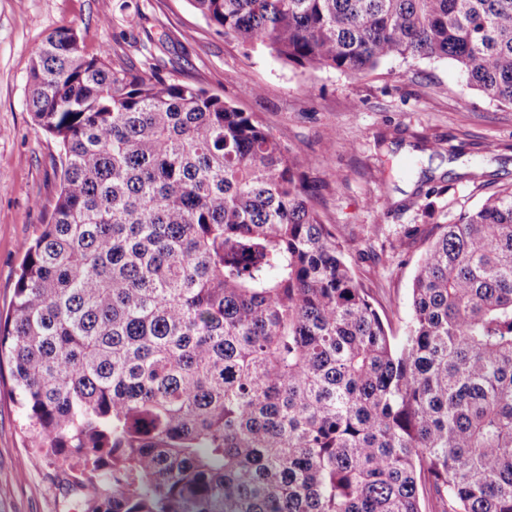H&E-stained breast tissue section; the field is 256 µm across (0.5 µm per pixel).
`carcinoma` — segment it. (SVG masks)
Here are the masks:
<instances>
[{"label": "carcinoma", "mask_w": 512, "mask_h": 512, "mask_svg": "<svg viewBox=\"0 0 512 512\" xmlns=\"http://www.w3.org/2000/svg\"><path fill=\"white\" fill-rule=\"evenodd\" d=\"M224 38L357 76L453 61L512 105V0H189ZM31 60L60 148L0 316V383L82 512H512V188L436 225L392 335L305 158L214 93Z\"/></svg>", "instance_id": "cac0c4a2"}]
</instances>
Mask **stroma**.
<instances>
[{"mask_svg":"<svg viewBox=\"0 0 512 512\" xmlns=\"http://www.w3.org/2000/svg\"><path fill=\"white\" fill-rule=\"evenodd\" d=\"M136 2L0 0V313L22 247L58 196V146L32 118L28 72L45 37L65 27L87 54L108 49L112 66L189 82L255 113L304 155L315 208L348 238L355 276L402 335L436 225L512 186V106L468 89L446 59L389 60L357 76L303 69L224 39L189 0ZM23 424L0 394V512H74L60 466L27 464Z\"/></svg>","mask_w":512,"mask_h":512,"instance_id":"obj_1","label":"stroma"}]
</instances>
